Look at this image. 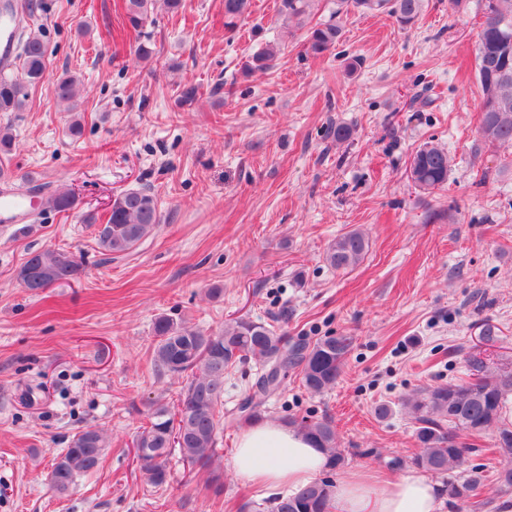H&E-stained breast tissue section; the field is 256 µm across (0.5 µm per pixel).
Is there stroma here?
<instances>
[{"label":"stroma","instance_id":"1","mask_svg":"<svg viewBox=\"0 0 512 512\" xmlns=\"http://www.w3.org/2000/svg\"><path fill=\"white\" fill-rule=\"evenodd\" d=\"M18 2L47 46L49 78L67 72L82 85L77 112L44 83L27 87L22 111L0 113L15 180L77 200L68 213L43 203L31 223L0 225V512H270L272 498L232 469L253 361L224 376L210 468L189 474L175 454L166 487L142 481L132 441L152 404L175 406L182 385L153 367L162 315L208 331L246 315L296 339L351 336L334 388L314 394L291 375L266 402L270 419L334 422L345 455L337 482L359 468L398 476L391 459L418 451L404 406L415 392L467 376L473 358L512 371V147L484 145L478 132L483 0H428L408 29L320 0L315 21L343 30L320 56L307 53L303 29L283 24L277 0H251L233 32L224 0L161 5L138 33L122 0ZM142 42L152 59L136 55ZM269 44L281 48L275 67L248 72ZM183 84L200 86L194 103L180 102ZM337 124L350 127L346 141L328 137ZM428 142L453 160L447 184L429 193L407 178ZM136 187L156 195L162 221L135 251L104 260L82 217H104ZM353 229L368 239L366 258L334 271L325 250ZM49 247L77 254L82 277L26 291L17 268ZM488 326L495 341L483 339ZM91 425L108 441L99 469L55 493L54 457ZM473 445L480 485L444 498L442 512H512V490L495 479L503 457L491 438Z\"/></svg>","mask_w":512,"mask_h":512}]
</instances>
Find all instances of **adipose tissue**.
Instances as JSON below:
<instances>
[{
  "mask_svg": "<svg viewBox=\"0 0 512 512\" xmlns=\"http://www.w3.org/2000/svg\"><path fill=\"white\" fill-rule=\"evenodd\" d=\"M325 463V453L297 429L263 421L241 433L232 467L242 482L268 496L310 484ZM330 512H442V499L423 474L382 479L362 468L337 483Z\"/></svg>",
  "mask_w": 512,
  "mask_h": 512,
  "instance_id": "obj_1",
  "label": "adipose tissue"
}]
</instances>
